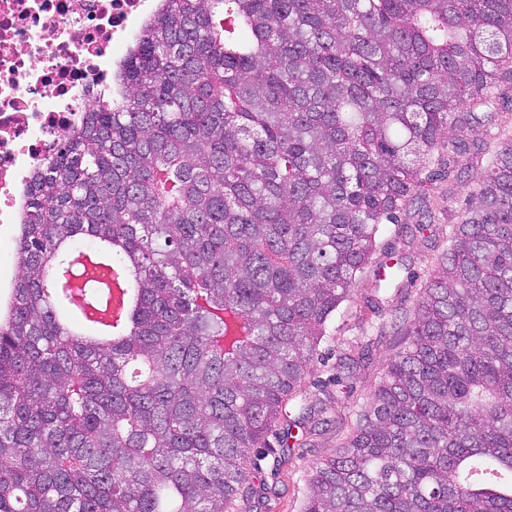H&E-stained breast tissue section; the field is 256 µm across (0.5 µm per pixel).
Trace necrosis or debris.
<instances>
[{"label":"necrosis or debris","instance_id":"4bbe7bcc","mask_svg":"<svg viewBox=\"0 0 512 512\" xmlns=\"http://www.w3.org/2000/svg\"><path fill=\"white\" fill-rule=\"evenodd\" d=\"M155 0H0V229L32 169L100 102Z\"/></svg>","mask_w":512,"mask_h":512}]
</instances>
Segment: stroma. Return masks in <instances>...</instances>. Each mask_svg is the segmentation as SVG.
Listing matches in <instances>:
<instances>
[{
    "instance_id": "1",
    "label": "stroma",
    "mask_w": 512,
    "mask_h": 512,
    "mask_svg": "<svg viewBox=\"0 0 512 512\" xmlns=\"http://www.w3.org/2000/svg\"><path fill=\"white\" fill-rule=\"evenodd\" d=\"M472 190L464 178L424 182L417 190L418 205L434 215V222L414 237L403 233L401 225H382L376 256L397 251L404 263L400 276L376 291L370 286L372 272H365L353 296L332 315L313 373L297 388L286 417L268 438L271 452L258 463L247 512H302L313 463L335 452L354 429L399 346L401 318L414 309L439 257L449 249ZM304 406L313 409L310 434L290 440L288 451L278 453L279 434Z\"/></svg>"
}]
</instances>
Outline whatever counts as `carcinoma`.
I'll list each match as a JSON object with an SVG mask.
<instances>
[{
  "label": "carcinoma",
  "mask_w": 512,
  "mask_h": 512,
  "mask_svg": "<svg viewBox=\"0 0 512 512\" xmlns=\"http://www.w3.org/2000/svg\"><path fill=\"white\" fill-rule=\"evenodd\" d=\"M30 173L0 304V512H236L430 165L473 192L303 512H512V0H158ZM137 302L99 344L60 312ZM403 266L375 264L380 284ZM108 273V281L112 288V317L92 327V335L97 340H111L120 334L121 322L128 314L135 301L133 272L126 269L113 268Z\"/></svg>",
  "instance_id": "cac0c4a2"
}]
</instances>
